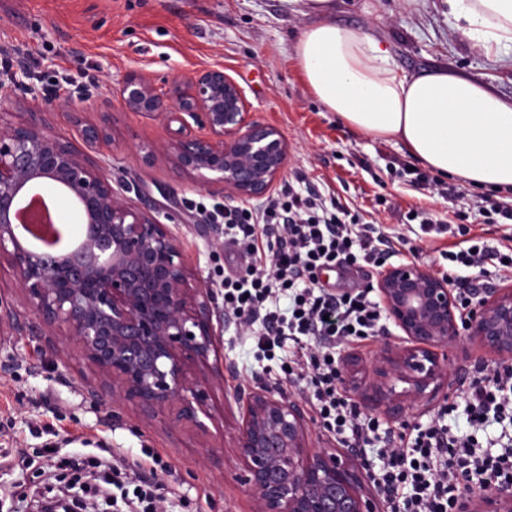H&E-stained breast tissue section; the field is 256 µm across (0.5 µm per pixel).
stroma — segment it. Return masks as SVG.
Returning a JSON list of instances; mask_svg holds the SVG:
<instances>
[{
    "instance_id": "1",
    "label": "stroma",
    "mask_w": 512,
    "mask_h": 512,
    "mask_svg": "<svg viewBox=\"0 0 512 512\" xmlns=\"http://www.w3.org/2000/svg\"><path fill=\"white\" fill-rule=\"evenodd\" d=\"M337 23L385 43L399 70L423 75L451 68L512 97V63L487 57L448 22L446 0H335ZM297 0H0V48L19 47L26 66L12 65L0 84V125L34 124L74 150L85 151L81 130L110 118V139L95 155L114 186H126L135 205L172 220L200 277L223 295L220 281L235 257L213 246L198 211L225 203L216 186L197 185L160 154L161 120L128 111L119 89L138 70L159 93L197 72L223 69L242 89L250 120L278 128L288 141L284 180L303 174L306 188L331 194L365 221L395 227L388 208H416L458 225L478 195L441 197L410 183L403 171L419 167L397 140L361 133L326 111L308 89L293 57L311 23ZM401 263L445 271L442 253L457 238L448 231H406ZM399 332L341 345L354 377L367 382L366 362ZM43 337L30 330L0 337V512H30L39 498L70 486L77 459L101 457L127 466L133 477L163 487V512H254L239 475L233 437L238 390L266 379L250 341L234 322L224 324L218 363L224 382L209 401L205 429L163 427L137 409L94 402L98 379L67 346L51 363ZM450 397L477 368L492 363L479 344L449 348Z\"/></svg>"
}]
</instances>
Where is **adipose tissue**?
Wrapping results in <instances>:
<instances>
[{
    "instance_id": "1",
    "label": "adipose tissue",
    "mask_w": 512,
    "mask_h": 512,
    "mask_svg": "<svg viewBox=\"0 0 512 512\" xmlns=\"http://www.w3.org/2000/svg\"><path fill=\"white\" fill-rule=\"evenodd\" d=\"M447 2L455 27L486 56L512 52V0ZM302 3L315 21L294 61L326 111L362 133L402 141L431 171L470 189L512 188V99L448 70L407 75L376 38L332 20L334 0Z\"/></svg>"
}]
</instances>
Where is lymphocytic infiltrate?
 Segmentation results:
<instances>
[{"label": "lymphocytic infiltrate", "instance_id": "1", "mask_svg": "<svg viewBox=\"0 0 512 512\" xmlns=\"http://www.w3.org/2000/svg\"><path fill=\"white\" fill-rule=\"evenodd\" d=\"M205 218L223 225L226 244L243 262L241 271L221 281L225 316L238 320L256 359H275L290 344L302 347L294 363L281 364L274 385L284 392L309 378L311 406L323 427L353 447L377 449L381 465L372 480L387 493L389 512H461V482H512V448L496 455L479 452L476 438L455 435L438 422L395 437L380 435L378 420L363 417L339 390L337 346L384 335L385 326L368 291L335 294L320 275L361 263L382 266L394 254L397 236L335 198L305 194L290 183L261 209L216 207ZM447 259L452 283L493 260L512 270V254L484 243L460 247ZM463 397L472 425L512 421V368L478 370Z\"/></svg>", "mask_w": 512, "mask_h": 512}]
</instances>
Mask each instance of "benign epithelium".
<instances>
[{
	"label": "benign epithelium",
	"instance_id": "benign-epithelium-1",
	"mask_svg": "<svg viewBox=\"0 0 512 512\" xmlns=\"http://www.w3.org/2000/svg\"><path fill=\"white\" fill-rule=\"evenodd\" d=\"M120 97L127 110L162 120L166 158L214 176L228 195L260 199L284 172L287 139L274 126L248 120L241 88L221 70L175 86L170 112L136 70L124 78ZM83 138L92 151L109 140L95 125L84 127ZM46 184L81 215L73 238L49 215L56 233L69 239L53 252L37 248L17 222L25 196ZM2 261L24 293L26 312L63 331L101 378L99 401L130 404L170 429L203 426L198 414H207L210 391L222 380L205 372L217 351L216 326H224L214 289L198 277L171 225L135 207L88 154L31 125L0 126ZM376 291L403 345L381 350L364 388L366 408L383 405L392 419H403L396 381L414 398H435L447 375L438 348L474 339L500 364L512 363L511 288L480 290L466 319L448 279L415 264L385 267ZM2 324L24 328L19 311L0 295ZM194 367L200 374H191ZM237 400L242 417L235 442L255 512H380L362 464L349 453L342 458L334 448L309 446L299 402L264 385ZM461 501V512H512V483L470 491Z\"/></svg>",
	"mask_w": 512,
	"mask_h": 512
}]
</instances>
